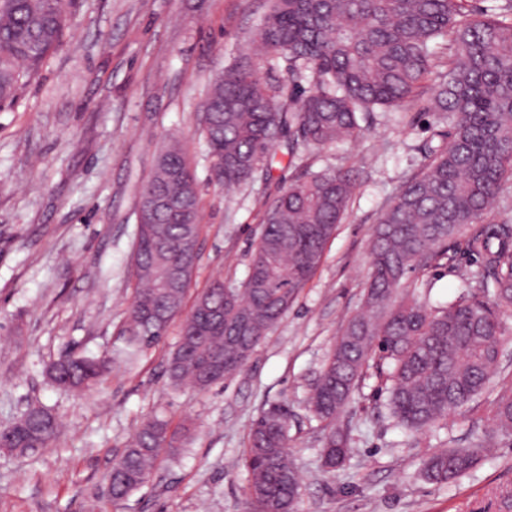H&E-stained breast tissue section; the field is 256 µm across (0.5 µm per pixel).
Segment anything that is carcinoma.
<instances>
[{
  "label": "carcinoma",
  "instance_id": "obj_1",
  "mask_svg": "<svg viewBox=\"0 0 512 512\" xmlns=\"http://www.w3.org/2000/svg\"><path fill=\"white\" fill-rule=\"evenodd\" d=\"M468 2L270 0L253 43L268 60H288L291 90L244 61L216 73L201 105L213 175L230 188L268 176L282 142L294 158L359 137V119L377 108L403 111L431 95L438 144H424L419 171L381 210L363 310L337 336L309 399L314 417L328 425L372 367L385 381L393 418L413 437L486 394L494 395L496 426L512 434V389L493 385L506 341L500 313L512 310V225L474 228L512 188V0L474 17ZM72 3L0 0V107L59 45ZM308 78L312 87L300 89ZM353 195L351 175L338 170L293 181L269 200L244 286L216 280L196 299L168 361L174 385L205 391L247 363L320 266ZM139 214L146 230L135 234L136 289L125 328L135 354L166 334L191 283L166 287L182 241L200 235L196 177L181 141L159 152ZM459 241L481 258L472 275L480 295L429 309L405 280ZM108 369L105 357L63 355L45 375L61 389L86 391ZM58 434L57 418L32 407L0 438V450L46 448ZM183 437L164 419L144 421L112 463V501L142 488L159 452L178 455ZM487 448L479 438L441 450L424 460L423 475L448 483L473 469ZM346 453L345 437L330 431L325 467L335 469ZM243 464L249 512H293L299 475L286 410L272 406L254 420Z\"/></svg>",
  "mask_w": 512,
  "mask_h": 512
}]
</instances>
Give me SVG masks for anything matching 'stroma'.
Segmentation results:
<instances>
[{"mask_svg":"<svg viewBox=\"0 0 512 512\" xmlns=\"http://www.w3.org/2000/svg\"><path fill=\"white\" fill-rule=\"evenodd\" d=\"M268 9V0H74L61 46L0 108V427L32 406L61 424L50 447L0 452V512H245L249 429L278 404L288 408L300 476L295 512H504L512 435L497 430L485 398L413 443L390 417L380 380L365 375L335 422L347 457L334 472L323 467L329 429L313 417L309 390L362 308L376 217L421 165L429 101L374 112L362 137L294 160L276 154L269 178L217 185L200 107L218 70L250 58ZM173 137L185 145L200 196V261L185 309L212 281L243 285L265 204L280 187L343 170L355 182L352 205L312 279L223 383L203 392L171 384L176 321L134 363L115 360L94 390L58 389L43 375L52 360L125 346L139 191ZM450 253L452 262L410 276L430 306L466 289L461 274L473 258L459 244ZM154 414L186 427L185 448L178 459L161 456L142 489L113 503L112 462ZM479 435L495 446L469 474L438 485L421 477L427 456Z\"/></svg>","mask_w":512,"mask_h":512,"instance_id":"35a3bbf8","label":"stroma"}]
</instances>
